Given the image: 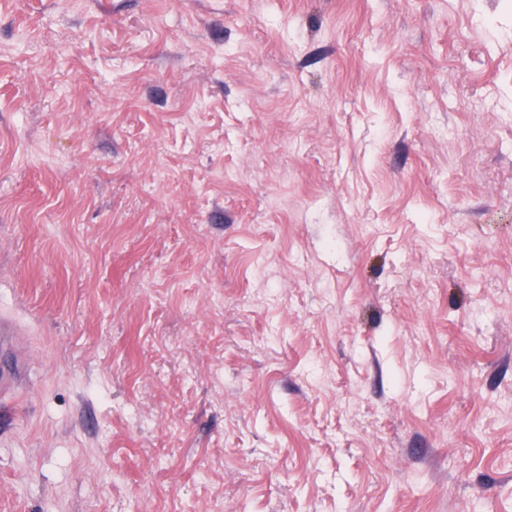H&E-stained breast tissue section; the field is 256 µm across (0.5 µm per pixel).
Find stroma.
Instances as JSON below:
<instances>
[{
    "mask_svg": "<svg viewBox=\"0 0 512 512\" xmlns=\"http://www.w3.org/2000/svg\"><path fill=\"white\" fill-rule=\"evenodd\" d=\"M0 512H512V0H0ZM15 336H19L11 317L0 315V397L12 392L22 380L25 365V351L15 345ZM1 350L8 352L1 358Z\"/></svg>",
    "mask_w": 512,
    "mask_h": 512,
    "instance_id": "35a3bbf8",
    "label": "stroma"
}]
</instances>
